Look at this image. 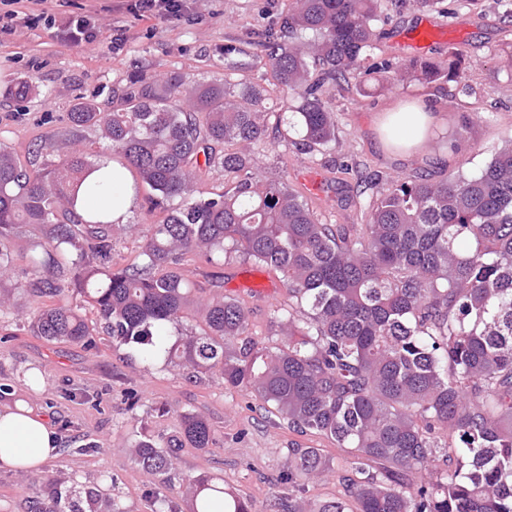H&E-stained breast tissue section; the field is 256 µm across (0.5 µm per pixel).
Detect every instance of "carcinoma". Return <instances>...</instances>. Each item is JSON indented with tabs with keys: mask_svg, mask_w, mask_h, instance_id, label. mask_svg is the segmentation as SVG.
<instances>
[{
	"mask_svg": "<svg viewBox=\"0 0 512 512\" xmlns=\"http://www.w3.org/2000/svg\"><path fill=\"white\" fill-rule=\"evenodd\" d=\"M386 0H285L278 29L258 42L267 84L238 72L242 50L224 46V77L189 82L134 74L106 112L79 101L58 139L20 161L0 147V283L36 302L28 327L49 340L97 347L103 334L147 364L219 373L228 390L344 452L343 495L312 500L288 494L281 512H512V143L482 170H452L439 181L419 172L364 200L359 224H324L307 197L255 166L256 149L282 144L324 154L336 143L325 85L359 79L374 49ZM410 68L429 82L462 78V54ZM285 93L269 133L268 87ZM94 131L103 152L80 148ZM104 159L136 170L149 188V227L140 261L114 263L118 236L134 224L76 210L85 176ZM228 188L202 192L212 169ZM356 176V197L381 185ZM40 237L18 256L16 229ZM281 275L288 306L271 323L282 345L253 337L250 309L238 297L205 303L204 326L183 333L185 309L199 299L186 263L222 266L231 255ZM82 298L97 314L91 328ZM177 339L167 341L170 329ZM177 434L141 436L128 452L152 476L150 512H252L249 500L212 478L183 474L173 483L177 449L214 445L200 414L183 412ZM334 470L324 449L290 441L280 481ZM38 512H124L112 496L53 488Z\"/></svg>",
	"mask_w": 512,
	"mask_h": 512,
	"instance_id": "cac0c4a2",
	"label": "carcinoma"
}]
</instances>
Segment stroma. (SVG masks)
<instances>
[{
	"label": "stroma",
	"instance_id": "obj_1",
	"mask_svg": "<svg viewBox=\"0 0 512 512\" xmlns=\"http://www.w3.org/2000/svg\"><path fill=\"white\" fill-rule=\"evenodd\" d=\"M281 3L187 0V18L176 20L141 18L130 0H29L0 31V145L27 155L40 140L66 129L76 96L108 109L113 90L135 70L156 78L173 72L193 80L223 75L225 46L254 53L256 33L274 20ZM385 14L375 60L397 68L413 60L439 64L447 61L449 49L458 48L466 77L460 83L429 84L410 75L382 84L372 73L358 83L327 85L324 96L336 115L337 161L387 179L423 170L434 179L452 169L479 172L512 139V22L504 20L495 0H478L449 14L420 11L414 0H387ZM76 16L100 26L95 51L61 37L63 21ZM427 25L437 29L436 39L410 52L407 37ZM117 35L123 45L116 52L112 39ZM22 80L30 92L20 100L12 91ZM408 103L424 107L433 121L422 146L405 151L385 144L383 126L390 111ZM259 165L263 175L284 177L297 188L302 174L318 173L327 184L322 195L310 198L319 218L328 224L359 223L354 177L335 183L323 156L266 149ZM185 271L207 298L256 291V298L248 296L252 330L265 343H278L270 316L287 292L275 273L236 259L220 269L197 261ZM15 309L0 315V385L9 387L0 406L25 401L55 427L59 451L41 466L42 485L65 475L80 491L112 488L124 512H147L148 478L125 449L141 431L175 433L179 413L193 411L212 425L216 443L205 450L181 448V471L223 478L225 488L250 500L254 512H271L276 498L287 495L275 478L287 462L288 425L272 424L251 408L249 396L225 391L212 374L144 367L106 340L94 349L48 341L16 324V313L32 312L29 298L16 296ZM34 508L23 473L0 467V512Z\"/></svg>",
	"mask_w": 512,
	"mask_h": 512
}]
</instances>
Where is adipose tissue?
<instances>
[{
    "label": "adipose tissue",
    "instance_id": "obj_1",
    "mask_svg": "<svg viewBox=\"0 0 512 512\" xmlns=\"http://www.w3.org/2000/svg\"><path fill=\"white\" fill-rule=\"evenodd\" d=\"M431 122L430 113L416 105L391 113L395 145L409 149L422 144ZM130 185L124 170L112 178L100 171L91 174L79 193V212L102 210L112 221H125L132 206ZM57 453L56 430L44 415L21 401L0 407V466L30 471Z\"/></svg>",
    "mask_w": 512,
    "mask_h": 512
}]
</instances>
